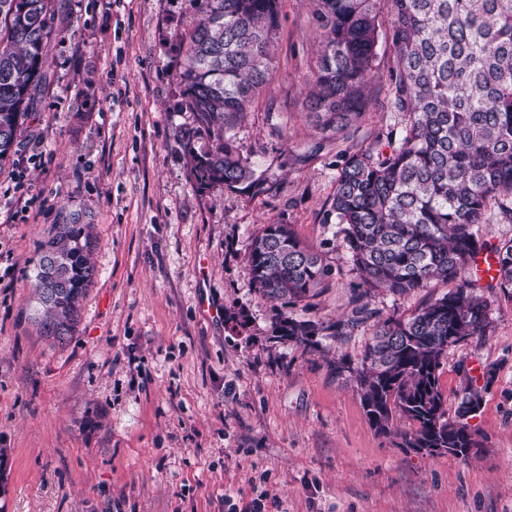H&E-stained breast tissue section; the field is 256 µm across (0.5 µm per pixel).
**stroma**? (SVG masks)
<instances>
[{"mask_svg": "<svg viewBox=\"0 0 512 512\" xmlns=\"http://www.w3.org/2000/svg\"><path fill=\"white\" fill-rule=\"evenodd\" d=\"M313 0H281L273 80L234 128L263 193L198 191L174 111L188 0H51L47 81L0 166V512H228L267 491L265 512H512V299L489 291L491 328L450 347L448 411L473 385L461 460L402 447L405 420L370 427L355 382L334 364L373 332L272 337L275 311L252 283L263 225H289L331 269L328 288L290 308L348 316L359 279L329 216L343 153L397 129L380 42L370 104L349 138L304 109L322 39ZM37 199L20 209L29 192ZM83 214L97 275L66 344L40 336L30 285L52 225ZM440 281L373 295L409 315ZM494 370L492 383L482 374Z\"/></svg>", "mask_w": 512, "mask_h": 512, "instance_id": "obj_1", "label": "stroma"}]
</instances>
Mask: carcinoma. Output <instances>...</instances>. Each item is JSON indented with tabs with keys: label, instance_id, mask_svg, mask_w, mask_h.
I'll return each mask as SVG.
<instances>
[{
	"label": "carcinoma",
	"instance_id": "carcinoma-1",
	"mask_svg": "<svg viewBox=\"0 0 512 512\" xmlns=\"http://www.w3.org/2000/svg\"><path fill=\"white\" fill-rule=\"evenodd\" d=\"M189 28L178 37L184 65L174 109L193 125L180 130L196 188L239 186L255 193L249 159L231 131L273 75L279 0H189ZM322 31L315 79L305 107L317 129L339 135L360 117L380 38L391 40L388 95L400 124L387 147L349 154L329 212L360 278L352 315L301 321L288 306L328 286L329 269L286 224H267L251 243L252 282L280 303L274 332L306 349L314 337L375 326L360 357L336 372L356 382L374 430L387 434L399 416L415 426L402 447L431 456L452 449L466 460L481 447L467 417L482 403L465 389L448 418L440 386L448 348L488 335L490 305L468 275L487 243L480 234L490 202L512 217V0H315ZM49 0H0V163L7 160L46 79ZM389 16L382 29V14ZM91 225L70 213L39 243L33 283L42 335H73L96 274ZM491 281L512 297V239L493 248ZM54 263L56 291L45 296L43 262ZM451 285L408 316L382 318L370 307L379 289L405 295L432 281Z\"/></svg>",
	"mask_w": 512,
	"mask_h": 512
}]
</instances>
